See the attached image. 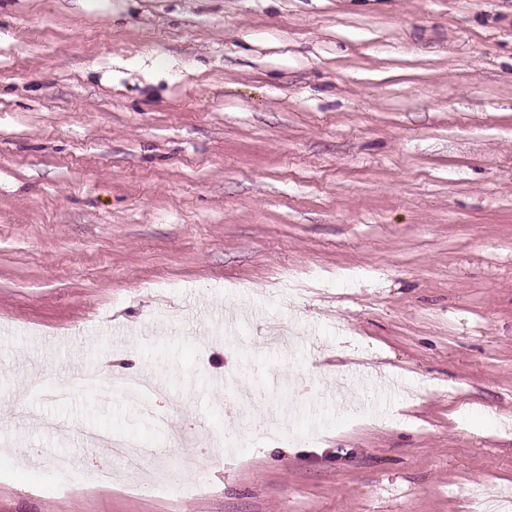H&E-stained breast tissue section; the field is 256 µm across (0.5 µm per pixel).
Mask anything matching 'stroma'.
I'll return each instance as SVG.
<instances>
[{
  "label": "stroma",
  "instance_id": "stroma-1",
  "mask_svg": "<svg viewBox=\"0 0 512 512\" xmlns=\"http://www.w3.org/2000/svg\"><path fill=\"white\" fill-rule=\"evenodd\" d=\"M0 450V512L512 497V0H0Z\"/></svg>",
  "mask_w": 512,
  "mask_h": 512
}]
</instances>
